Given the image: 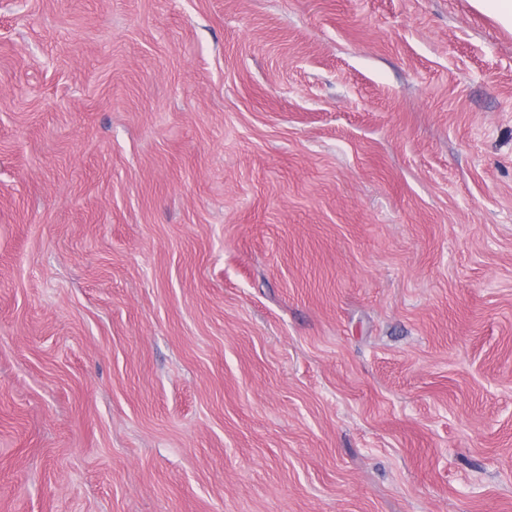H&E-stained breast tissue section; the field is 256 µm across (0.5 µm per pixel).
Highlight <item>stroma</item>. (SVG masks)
I'll list each match as a JSON object with an SVG mask.
<instances>
[{
  "instance_id": "obj_1",
  "label": "stroma",
  "mask_w": 512,
  "mask_h": 512,
  "mask_svg": "<svg viewBox=\"0 0 512 512\" xmlns=\"http://www.w3.org/2000/svg\"><path fill=\"white\" fill-rule=\"evenodd\" d=\"M0 512H512V32L0 0Z\"/></svg>"
}]
</instances>
